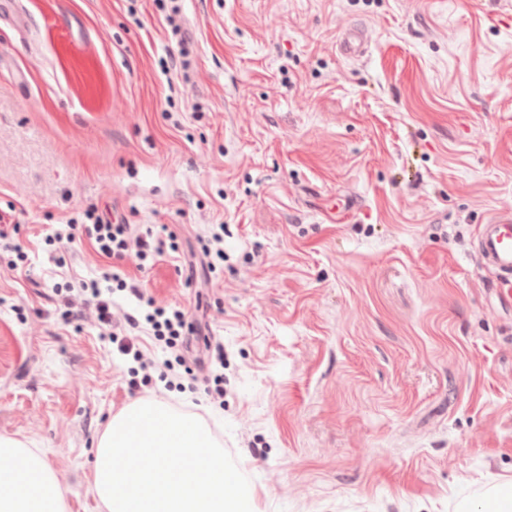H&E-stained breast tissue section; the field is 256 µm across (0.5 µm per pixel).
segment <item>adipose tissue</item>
<instances>
[{"label": "adipose tissue", "instance_id": "obj_1", "mask_svg": "<svg viewBox=\"0 0 512 512\" xmlns=\"http://www.w3.org/2000/svg\"><path fill=\"white\" fill-rule=\"evenodd\" d=\"M0 512H66L58 476L41 449L0 437Z\"/></svg>", "mask_w": 512, "mask_h": 512}]
</instances>
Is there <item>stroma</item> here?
<instances>
[{"instance_id":"1","label":"stroma","mask_w":512,"mask_h":512,"mask_svg":"<svg viewBox=\"0 0 512 512\" xmlns=\"http://www.w3.org/2000/svg\"><path fill=\"white\" fill-rule=\"evenodd\" d=\"M0 0V437L34 442L67 512H99L92 449L141 399L202 416L259 512H453L512 482V309L473 254L512 212V0ZM366 28L368 52L339 51ZM188 70L165 72L168 52ZM108 211L182 244L145 269L204 307L224 406L67 322L51 286L109 262L51 226ZM224 227V272L183 255ZM4 252L8 256H2V244L0 252V271L10 272L12 274H26L28 264V255L19 246L6 243L3 246Z\"/></svg>"}]
</instances>
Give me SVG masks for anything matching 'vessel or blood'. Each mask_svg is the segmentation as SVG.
I'll list each match as a JSON object with an SVG mask.
<instances>
[{"label":"vessel or blood","mask_w":512,"mask_h":512,"mask_svg":"<svg viewBox=\"0 0 512 512\" xmlns=\"http://www.w3.org/2000/svg\"><path fill=\"white\" fill-rule=\"evenodd\" d=\"M367 48L365 29L353 27L344 32L341 49L345 56H362ZM473 249L476 258L493 274L500 303L512 306V217L479 225Z\"/></svg>","instance_id":"vessel-or-blood-1"}]
</instances>
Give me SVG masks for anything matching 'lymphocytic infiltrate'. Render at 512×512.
<instances>
[{
  "label": "lymphocytic infiltrate",
  "instance_id": "1",
  "mask_svg": "<svg viewBox=\"0 0 512 512\" xmlns=\"http://www.w3.org/2000/svg\"><path fill=\"white\" fill-rule=\"evenodd\" d=\"M79 236L85 237L101 256L118 263L132 260L140 267L163 255L167 247L153 229H135L94 209L86 212L84 223L66 224L47 235L45 243L53 246ZM117 290L133 296L137 307L115 302L112 294ZM52 291L64 302L66 317L80 325L98 328L101 336L117 344L119 351L132 356L142 378L130 380V388L149 383L157 375L166 380L168 387L180 391L187 387L203 389L211 404L223 407L224 377L209 375L208 369L223 366L224 346L213 340L205 313L193 315L179 306L155 305L152 298L117 269L99 279L55 283ZM135 330L150 336L166 352V359L158 360L154 353L141 350L131 336ZM190 359L198 365V373H180V366Z\"/></svg>",
  "mask_w": 512,
  "mask_h": 512
}]
</instances>
